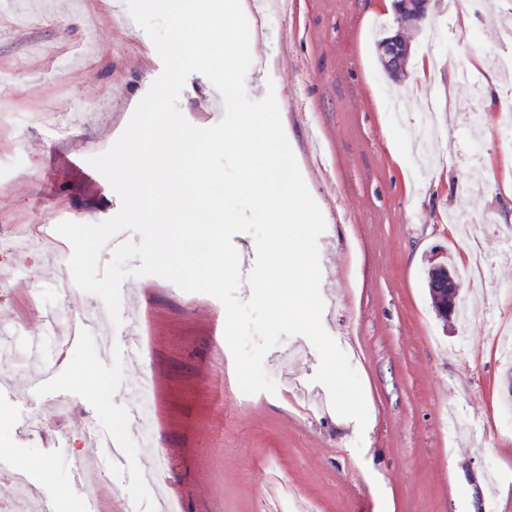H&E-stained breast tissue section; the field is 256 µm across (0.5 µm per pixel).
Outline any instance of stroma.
<instances>
[{"label":"stroma","mask_w":512,"mask_h":512,"mask_svg":"<svg viewBox=\"0 0 512 512\" xmlns=\"http://www.w3.org/2000/svg\"><path fill=\"white\" fill-rule=\"evenodd\" d=\"M21 29L0 31V228L14 224L98 223L120 200L89 157L106 151L161 74L162 61L134 22L125 0H36ZM473 15L471 30L459 28ZM252 57L246 90L261 99L274 87L288 142L321 208L326 230L318 246L325 330L362 383L366 428L315 403L326 388L313 382L312 344L265 357L276 393L245 394L225 340V310L216 298L187 293L154 275L121 286L123 322L112 328L111 353L93 340L71 350L55 386L71 396L59 416L31 399L32 365L0 366V461L25 466L38 492H51L56 512H86L91 490L102 512H125L134 489L139 512H154L155 490L138 447L134 386L157 379L152 437L179 512H512V362L493 333L512 316V111L473 93L489 72L477 59L511 56L500 40L495 0H431L427 20L410 31L413 58H444L427 88L412 77L394 81L382 69L372 30L396 31L390 0H288L274 7L246 0ZM469 69L472 81L449 87ZM116 100L110 125L85 123L99 97ZM455 112L439 115V159L421 170L414 150L427 135L422 105L447 97ZM219 93L191 74L179 108L194 126L219 122ZM70 120L69 139L41 141L42 115ZM479 160L488 186L461 194L468 164ZM466 210L487 258L483 276L462 281L461 302L483 319L441 320L427 288L428 261L450 254L463 267L472 244L451 230V209ZM59 265L40 251L0 252V323L40 324L29 306L59 296ZM137 337L138 357L122 340ZM43 417L66 432L51 446L27 421ZM97 424L125 451L121 468L93 471L75 483L68 458L96 461L84 439Z\"/></svg>","instance_id":"obj_1"}]
</instances>
